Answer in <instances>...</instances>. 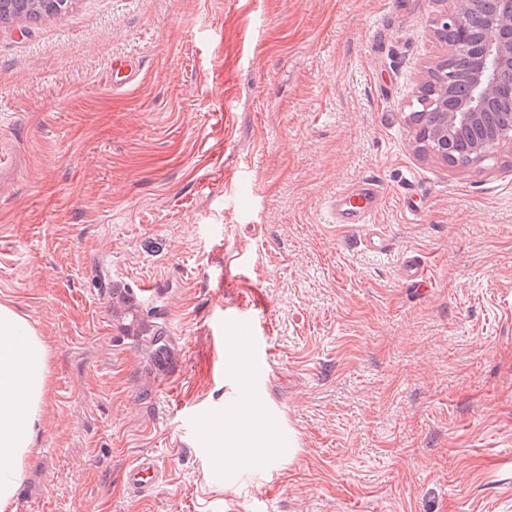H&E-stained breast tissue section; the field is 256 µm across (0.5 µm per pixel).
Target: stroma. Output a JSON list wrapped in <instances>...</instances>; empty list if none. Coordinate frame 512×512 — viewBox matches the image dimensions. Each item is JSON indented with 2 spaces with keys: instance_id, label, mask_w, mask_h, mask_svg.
Returning <instances> with one entry per match:
<instances>
[{
  "instance_id": "stroma-1",
  "label": "stroma",
  "mask_w": 512,
  "mask_h": 512,
  "mask_svg": "<svg viewBox=\"0 0 512 512\" xmlns=\"http://www.w3.org/2000/svg\"><path fill=\"white\" fill-rule=\"evenodd\" d=\"M450 8L74 0L0 25V302L51 377L15 512H512V152L421 155L406 116ZM117 57L140 64L122 90ZM365 179L371 223L329 222ZM116 284L164 313L152 379ZM249 320L267 458L228 471L187 415L235 409L224 339ZM142 453L164 467L145 498L124 482ZM401 270L404 281L410 288H416L419 290L425 286L426 276L424 267L418 256L406 254L403 257Z\"/></svg>"
}]
</instances>
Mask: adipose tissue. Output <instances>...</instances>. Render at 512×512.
I'll use <instances>...</instances> for the list:
<instances>
[{
	"instance_id": "adipose-tissue-1",
	"label": "adipose tissue",
	"mask_w": 512,
	"mask_h": 512,
	"mask_svg": "<svg viewBox=\"0 0 512 512\" xmlns=\"http://www.w3.org/2000/svg\"><path fill=\"white\" fill-rule=\"evenodd\" d=\"M50 395L49 348L11 305L0 303V512H15L25 463L44 425ZM217 438L226 454L264 461L266 432L242 410L225 415Z\"/></svg>"
}]
</instances>
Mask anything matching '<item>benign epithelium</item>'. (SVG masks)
<instances>
[{
    "mask_svg": "<svg viewBox=\"0 0 512 512\" xmlns=\"http://www.w3.org/2000/svg\"><path fill=\"white\" fill-rule=\"evenodd\" d=\"M488 0H454L451 12L435 17L431 26L437 38L448 42V27L474 24L480 29L481 41L476 48L468 73V96L459 99L451 112L438 113L436 128L416 143V150L448 161L446 142L461 127L485 130V135L470 147L469 160L482 162L512 148V113L489 112L493 100L512 108V89L504 93L500 78L512 71V0H496V7H487ZM440 80L443 93H448V56L435 59L427 67L426 76L416 90V96L428 90L427 83Z\"/></svg>",
    "mask_w": 512,
    "mask_h": 512,
    "instance_id": "obj_1",
    "label": "benign epithelium"
}]
</instances>
